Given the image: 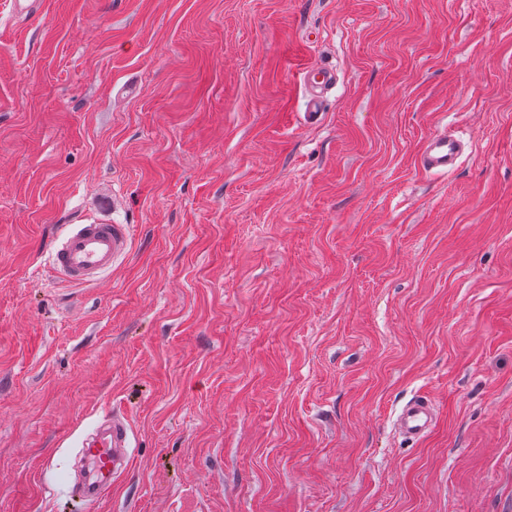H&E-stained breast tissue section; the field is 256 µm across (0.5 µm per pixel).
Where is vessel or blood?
Segmentation results:
<instances>
[{"label": "vessel or blood", "mask_w": 512, "mask_h": 512, "mask_svg": "<svg viewBox=\"0 0 512 512\" xmlns=\"http://www.w3.org/2000/svg\"><path fill=\"white\" fill-rule=\"evenodd\" d=\"M461 144L448 132L429 136L420 155L421 168L428 172H448L457 166ZM130 245L127 225L93 222L74 224L53 241L48 259L55 272L75 285H91L109 271ZM434 411L430 401L419 397L408 402L399 412V429L410 437H423L432 427ZM128 431L121 425L104 428L96 438L84 442L83 452L96 470L100 481L111 477L124 448Z\"/></svg>", "instance_id": "obj_1"}]
</instances>
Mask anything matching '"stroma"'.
Masks as SVG:
<instances>
[{
  "instance_id": "1",
  "label": "stroma",
  "mask_w": 512,
  "mask_h": 512,
  "mask_svg": "<svg viewBox=\"0 0 512 512\" xmlns=\"http://www.w3.org/2000/svg\"><path fill=\"white\" fill-rule=\"evenodd\" d=\"M0 512H512V0H0ZM461 153V144L448 132H437L429 136L420 155L419 163L426 172L448 173L456 168ZM130 245L126 224H71L69 230L53 241L48 259L55 272L74 285H92L112 270L119 256ZM434 411L430 401L419 397L408 402L399 412L396 422L399 429L410 437H423L432 427ZM83 453L98 473V480L89 484L86 490L87 497H94L99 486L112 476L120 461L122 451L128 446V431L123 425L114 420L112 428H104L96 438L83 442ZM112 451V452H111Z\"/></svg>"
}]
</instances>
